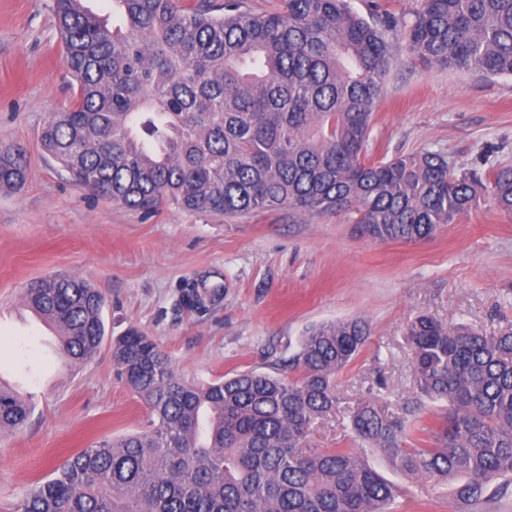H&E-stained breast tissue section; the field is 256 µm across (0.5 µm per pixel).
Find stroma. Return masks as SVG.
Returning <instances> with one entry per match:
<instances>
[{"mask_svg":"<svg viewBox=\"0 0 512 512\" xmlns=\"http://www.w3.org/2000/svg\"><path fill=\"white\" fill-rule=\"evenodd\" d=\"M72 98L53 0H0V142L23 144L30 157L25 187L0 192V387L33 406L23 428L0 432V512H19L31 487L71 454L149 420L117 380L109 344L64 367L55 331L22 299L31 280H87L105 297L107 334L139 328L185 379L204 384L272 372L309 326L364 317L371 336L339 373L340 404L312 425L311 448L355 447L347 411L377 381L393 404L416 396L405 340L416 316L490 335L512 325V215L490 202L415 243L356 236L342 212L147 215L75 186L43 157L41 128ZM423 149L459 170L512 165V76L425 67L393 39L367 154L388 160ZM189 284L204 293V309L180 307ZM364 458L396 486L393 512H512V497L474 505L392 468L381 450Z\"/></svg>","mask_w":512,"mask_h":512,"instance_id":"1","label":"stroma"}]
</instances>
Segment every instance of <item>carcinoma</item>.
<instances>
[{"mask_svg":"<svg viewBox=\"0 0 512 512\" xmlns=\"http://www.w3.org/2000/svg\"><path fill=\"white\" fill-rule=\"evenodd\" d=\"M74 86L45 123L43 153L85 190L132 209L237 216L290 208L345 212L360 236L416 242L481 198L512 214V168L457 172L423 150L367 160L391 60L389 33L441 69L512 75V0H420L410 16L366 19L348 0H285L257 14L241 0H112L109 27L84 0H54ZM27 149L0 146V190L29 176ZM24 302L60 332L74 364L105 338L103 294L75 276L28 282ZM371 336L361 317L302 336L288 370L247 371L206 386L181 376L134 326L112 338L116 378L150 424L67 457L21 512H392L397 496L352 448L307 449L336 409V375ZM418 395L390 410L380 391L350 415L355 437L392 467L477 504L512 493V328L485 335L421 315L407 328ZM448 414L423 448L407 447L425 401ZM31 406L0 387V432Z\"/></svg>","mask_w":512,"mask_h":512,"instance_id":"cac0c4a2","label":"carcinoma"}]
</instances>
